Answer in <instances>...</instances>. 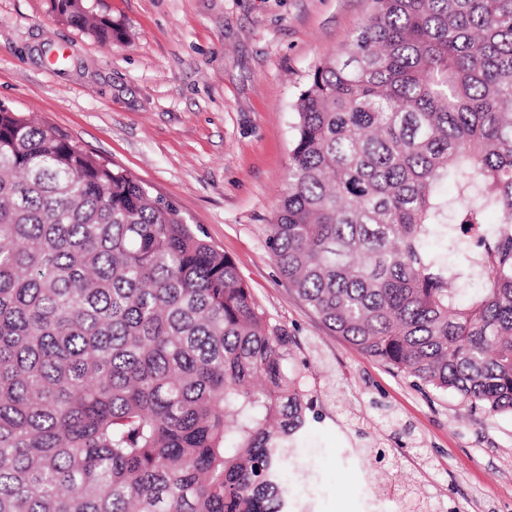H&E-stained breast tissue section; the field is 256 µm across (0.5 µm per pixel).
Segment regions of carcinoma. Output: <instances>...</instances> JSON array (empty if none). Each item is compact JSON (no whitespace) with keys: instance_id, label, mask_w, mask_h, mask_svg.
Returning <instances> with one entry per match:
<instances>
[{"instance_id":"carcinoma-1","label":"carcinoma","mask_w":512,"mask_h":512,"mask_svg":"<svg viewBox=\"0 0 512 512\" xmlns=\"http://www.w3.org/2000/svg\"><path fill=\"white\" fill-rule=\"evenodd\" d=\"M295 114L281 275L363 354L512 415V0H370ZM440 230L475 240L480 292ZM292 347L173 202L0 104V512H287ZM425 248L429 253L444 262H448V266L454 268L465 265L466 258L476 250L474 244L470 241L465 240V242L458 243L450 236L447 238L441 234L428 238L425 242Z\"/></svg>"}]
</instances>
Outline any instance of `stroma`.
<instances>
[{
  "mask_svg": "<svg viewBox=\"0 0 512 512\" xmlns=\"http://www.w3.org/2000/svg\"><path fill=\"white\" fill-rule=\"evenodd\" d=\"M368 0H102L110 45L52 0H0V104L37 114L75 145L172 201L231 257L254 299L294 336L317 401L288 445L298 512H512V415L418 386L330 332L267 246L309 70L362 21ZM55 47L66 66L50 65ZM371 446L389 448L376 497Z\"/></svg>",
  "mask_w": 512,
  "mask_h": 512,
  "instance_id": "obj_1",
  "label": "stroma"
}]
</instances>
